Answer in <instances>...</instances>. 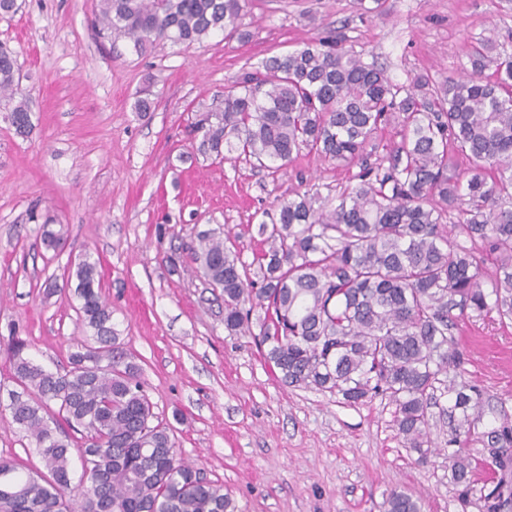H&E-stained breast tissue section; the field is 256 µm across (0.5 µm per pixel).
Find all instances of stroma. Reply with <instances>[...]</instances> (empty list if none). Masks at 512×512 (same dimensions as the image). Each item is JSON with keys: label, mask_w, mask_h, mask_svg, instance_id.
<instances>
[{"label": "stroma", "mask_w": 512, "mask_h": 512, "mask_svg": "<svg viewBox=\"0 0 512 512\" xmlns=\"http://www.w3.org/2000/svg\"><path fill=\"white\" fill-rule=\"evenodd\" d=\"M16 7L0 15V43L17 59L31 128L18 133L0 103V411L15 387L9 336L27 338L50 370L65 368L86 336L64 287L86 254L155 413L182 414L179 453L223 484L240 512H382L394 488L419 498L422 512H459L440 408L430 417L436 451L422 465L403 447L387 401L350 406L283 385L251 337L225 330L224 302L187 251L198 232L229 231L252 261L258 226L279 200L305 185L352 184L355 168L305 156L274 175L253 161L217 164L197 152L188 127L197 111L222 103L243 69L334 34L396 83L458 75L489 28L512 52V0H380L368 13L357 0H249L246 40L216 34L140 53L97 37L99 0ZM146 92L151 111H136ZM45 216L66 229L58 250L42 242ZM453 335L465 354L462 381L512 418V325L493 314Z\"/></svg>", "instance_id": "obj_1"}]
</instances>
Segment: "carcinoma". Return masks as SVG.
Masks as SVG:
<instances>
[{"instance_id": "cac0c4a2", "label": "carcinoma", "mask_w": 512, "mask_h": 512, "mask_svg": "<svg viewBox=\"0 0 512 512\" xmlns=\"http://www.w3.org/2000/svg\"><path fill=\"white\" fill-rule=\"evenodd\" d=\"M246 8L247 0H100L96 23L100 38L123 37L141 52L242 36ZM469 63L457 77L400 85L332 38L243 71L222 105L194 122L199 153L221 162L235 153L272 175L305 154L358 166L357 183L281 200L277 218L258 225L261 248L249 263L227 246L231 234L210 231L197 234L192 260L221 289L224 328L254 337L283 383L349 405L387 399L403 446L420 460L430 409L448 401L442 412L458 444L448 477L461 512H512V420L476 431L485 393L457 383L462 354L452 338L460 320L494 312L512 323V53L486 37ZM17 71L0 47V100L13 99ZM10 115L16 131L31 127L26 103ZM391 126L397 139L370 160L367 145ZM72 275L77 319L91 335L66 369L35 363L21 336L8 343L19 387L11 423L33 440L43 468L22 472L0 457V474H10L0 512H237L224 485L180 457L173 428L153 412L96 264L84 258ZM474 443L478 465L494 473L482 485L467 452ZM383 512L421 508L394 489Z\"/></svg>"}]
</instances>
